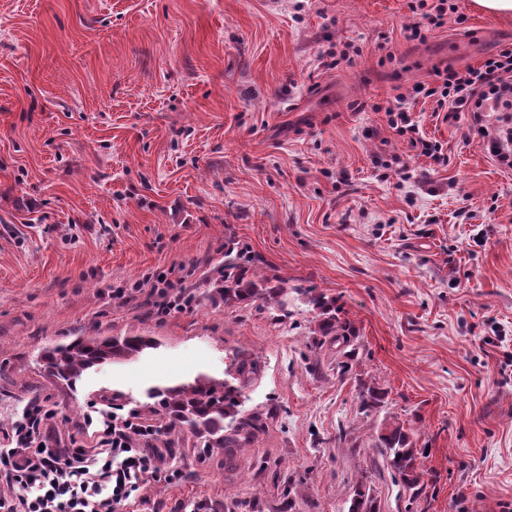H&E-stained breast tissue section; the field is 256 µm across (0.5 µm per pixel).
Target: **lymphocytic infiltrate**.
<instances>
[{
  "label": "lymphocytic infiltrate",
  "instance_id": "lymphocytic-infiltrate-1",
  "mask_svg": "<svg viewBox=\"0 0 512 512\" xmlns=\"http://www.w3.org/2000/svg\"><path fill=\"white\" fill-rule=\"evenodd\" d=\"M449 112H497L512 106V48L479 65L447 67L417 83L411 95ZM408 96L385 107L389 128L411 148L442 164L438 142L426 139L407 114ZM55 412L46 400L30 399L0 429V512H114L136 495L147 477L165 467L172 451L158 447L153 425L135 414H112L100 423L95 447L66 444L52 433Z\"/></svg>",
  "mask_w": 512,
  "mask_h": 512
}]
</instances>
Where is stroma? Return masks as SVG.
<instances>
[{
  "label": "stroma",
  "mask_w": 512,
  "mask_h": 512,
  "mask_svg": "<svg viewBox=\"0 0 512 512\" xmlns=\"http://www.w3.org/2000/svg\"><path fill=\"white\" fill-rule=\"evenodd\" d=\"M457 4L464 23L419 40L410 0H0V424L37 395L90 448L113 402L141 412L151 388L224 380L243 353L263 430L230 460L168 435L169 474L115 512H347L380 418L304 305L225 306L231 239L337 298L357 374L428 448L426 504L384 470L382 512H512V166L486 140L503 123L416 100L436 166L383 111L512 47V16ZM393 154L407 171L382 176ZM147 276L182 283L191 309L158 317ZM96 335L155 346L70 387L43 372L45 350ZM361 407L366 413L379 412L388 402V390L376 386L374 382L368 384L358 379Z\"/></svg>",
  "instance_id": "stroma-1"
}]
</instances>
